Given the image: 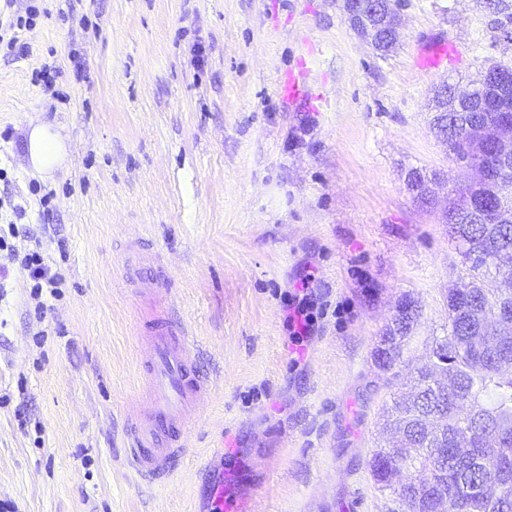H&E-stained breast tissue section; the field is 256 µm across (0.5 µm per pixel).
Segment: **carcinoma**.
I'll list each match as a JSON object with an SVG mask.
<instances>
[{
  "mask_svg": "<svg viewBox=\"0 0 512 512\" xmlns=\"http://www.w3.org/2000/svg\"><path fill=\"white\" fill-rule=\"evenodd\" d=\"M501 74L512 68L490 63L482 78L474 84L480 98L473 101L448 98V102L435 106L432 119L433 132L443 143H448V134L458 137L456 128L448 125V115L479 118L485 127L484 138L488 139L503 121L512 119V97L497 99L488 83L491 72ZM454 149L470 158L481 159L494 165L493 157L487 155L481 140H460ZM415 197L422 200L428 191L429 175L418 168L407 172ZM485 200L502 197L512 200V169L497 172L488 182L479 185L465 184L457 195L448 198L445 213L466 210L468 223L450 225L453 238L464 262L469 264L470 284L475 291L487 296V311H492L502 299L492 281L497 270L512 272V223L484 224L482 211L466 207V197ZM416 314L413 302L405 299L394 316V328L387 332L384 342L387 347L378 350L377 357L390 356L391 362L400 358L401 343L410 332ZM469 319L466 304L453 303L448 307V325L444 335L433 339L432 345L444 344L448 348V384L461 392L460 399L470 405L466 413L455 409L452 401L439 402L431 396V381L439 374L441 365L430 359L417 368L414 384L405 395L393 400L391 414L396 430L417 424L429 425L442 432L445 441L456 437L471 436L470 455L477 461L487 463V468L470 474V481L498 483V493L483 492L472 496L468 512H512V475L508 481H499V469L506 466L512 471V376L505 375L506 366L490 365L476 361L468 346V337L462 330ZM435 439L426 442L410 439L401 448H384L372 455L369 462L375 484L382 490H390L396 499L416 512L419 503L430 493L429 483L438 480L450 487L457 486V475L453 470L443 471L433 467L436 460ZM403 460L409 475L401 488L392 484L390 471L394 462Z\"/></svg>",
  "mask_w": 512,
  "mask_h": 512,
  "instance_id": "obj_1",
  "label": "carcinoma"
}]
</instances>
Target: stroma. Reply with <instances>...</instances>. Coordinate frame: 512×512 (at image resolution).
Listing matches in <instances>:
<instances>
[{
	"label": "stroma",
	"mask_w": 512,
	"mask_h": 512,
	"mask_svg": "<svg viewBox=\"0 0 512 512\" xmlns=\"http://www.w3.org/2000/svg\"><path fill=\"white\" fill-rule=\"evenodd\" d=\"M0 52V501L17 512H205L224 478L236 512H403L375 485L396 444L387 410L448 324L469 271L409 168L461 179L430 130L442 82L512 65V0H403L380 54L343 0H38ZM449 42L463 63L423 70ZM57 71L53 88L32 79ZM305 69L314 100L280 84ZM65 128L59 168L28 161L33 119ZM52 219L43 222L40 199ZM61 272L42 316L22 265ZM314 271L321 308L291 343L288 301ZM198 338L213 391L166 481L131 474L141 336L159 273ZM418 316L391 368L376 351L402 300ZM39 14V10L35 6H29L26 10V17L17 16L16 22H12L9 24V30H13L14 35L11 36L6 42V46L12 55H21L24 56L28 52V47L26 43L20 40V37L16 35L15 28L18 30H22L23 28H27L32 26L35 19Z\"/></svg>",
	"instance_id": "obj_1"
}]
</instances>
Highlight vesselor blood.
I'll use <instances>...</instances> for the list:
<instances>
[{
	"instance_id": "b4317fda",
	"label": "vessel or blood",
	"mask_w": 512,
	"mask_h": 512,
	"mask_svg": "<svg viewBox=\"0 0 512 512\" xmlns=\"http://www.w3.org/2000/svg\"><path fill=\"white\" fill-rule=\"evenodd\" d=\"M174 304H167L163 327H151L145 342L142 401L145 405L129 428L128 464L139 476L156 481L180 466L197 406L211 390L192 351L195 338L174 322Z\"/></svg>"
}]
</instances>
